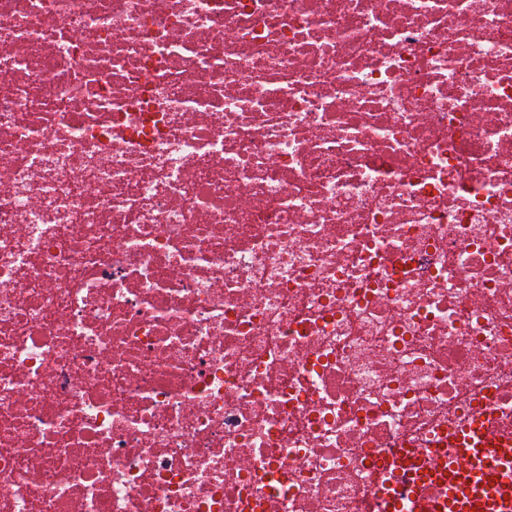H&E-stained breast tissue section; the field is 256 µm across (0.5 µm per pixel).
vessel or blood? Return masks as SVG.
<instances>
[{
  "instance_id": "1",
  "label": "vessel or blood",
  "mask_w": 512,
  "mask_h": 512,
  "mask_svg": "<svg viewBox=\"0 0 512 512\" xmlns=\"http://www.w3.org/2000/svg\"><path fill=\"white\" fill-rule=\"evenodd\" d=\"M452 459L420 464L400 451L396 464L410 468L413 495L388 497L391 512H512V440L492 439L481 421L453 440Z\"/></svg>"
}]
</instances>
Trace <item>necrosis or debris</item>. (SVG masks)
I'll list each match as a JSON object with an SVG mask.
<instances>
[{"instance_id":"obj_1","label":"necrosis or debris","mask_w":512,"mask_h":512,"mask_svg":"<svg viewBox=\"0 0 512 512\" xmlns=\"http://www.w3.org/2000/svg\"><path fill=\"white\" fill-rule=\"evenodd\" d=\"M512 438V0H0V512H383Z\"/></svg>"}]
</instances>
